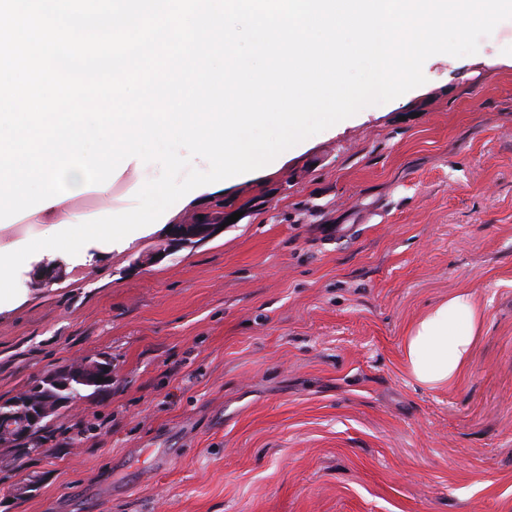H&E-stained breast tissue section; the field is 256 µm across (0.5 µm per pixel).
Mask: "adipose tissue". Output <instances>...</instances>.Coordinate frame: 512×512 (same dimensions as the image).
<instances>
[{"label":"adipose tissue","mask_w":512,"mask_h":512,"mask_svg":"<svg viewBox=\"0 0 512 512\" xmlns=\"http://www.w3.org/2000/svg\"><path fill=\"white\" fill-rule=\"evenodd\" d=\"M482 318L473 297L456 294L414 322L402 345L413 380L426 388L453 383L470 363Z\"/></svg>","instance_id":"1"}]
</instances>
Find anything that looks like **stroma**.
<instances>
[{
  "instance_id": "obj_1",
  "label": "stroma",
  "mask_w": 512,
  "mask_h": 512,
  "mask_svg": "<svg viewBox=\"0 0 512 512\" xmlns=\"http://www.w3.org/2000/svg\"><path fill=\"white\" fill-rule=\"evenodd\" d=\"M173 218L236 215L162 262L165 229L0 307V401L76 360L111 382L51 417L0 512H512V19L476 54ZM483 311L429 389L402 342ZM483 313L467 294L433 306L404 336L402 355L415 382L426 388L453 383L468 367Z\"/></svg>"
}]
</instances>
